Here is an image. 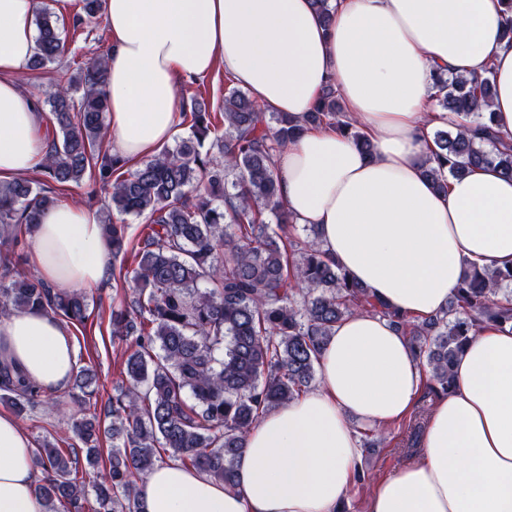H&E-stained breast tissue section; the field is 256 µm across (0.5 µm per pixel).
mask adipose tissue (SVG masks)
<instances>
[{
  "instance_id": "obj_1",
  "label": "adipose tissue",
  "mask_w": 512,
  "mask_h": 512,
  "mask_svg": "<svg viewBox=\"0 0 512 512\" xmlns=\"http://www.w3.org/2000/svg\"><path fill=\"white\" fill-rule=\"evenodd\" d=\"M37 0H0V182L32 171L45 147L36 99L13 79L36 51ZM105 0L107 137L140 159L169 142L184 79L228 72L265 111L303 118L326 85L371 141L363 154L336 127L306 129L275 158L294 224L316 226L327 257L390 310L445 309L470 267L512 266V177L481 166L437 190L424 170L441 115L434 73L492 75L490 110L512 142V46L505 0ZM32 261L60 288L101 283L112 264L95 211L60 204L31 235ZM0 363L63 392L76 352L63 323L39 309L0 320ZM316 387L265 412L247 434L227 487L181 463L139 482L143 512H337L360 461L352 419L410 420L427 374L390 322L354 312L318 363ZM455 383L427 411L418 450L377 481L365 512H512V324L483 325ZM32 443L0 413V512H44Z\"/></svg>"
}]
</instances>
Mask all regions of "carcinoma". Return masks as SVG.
Masks as SVG:
<instances>
[{
  "label": "carcinoma",
  "mask_w": 512,
  "mask_h": 512,
  "mask_svg": "<svg viewBox=\"0 0 512 512\" xmlns=\"http://www.w3.org/2000/svg\"><path fill=\"white\" fill-rule=\"evenodd\" d=\"M102 19V0H82L74 28ZM37 50L31 66L44 67L66 52L59 25L47 10L35 15ZM107 57L88 59L50 92L47 102L58 134L47 141L44 174L64 187L85 175L110 194L99 213L105 245L112 251L115 282L132 281L130 300L112 306V343L125 347L121 383L106 416L91 411L96 373L79 366L74 385L82 396L70 414L79 447L46 442L31 462L43 473L35 495L45 512H141L137 483L173 459L232 485L247 433L261 415L312 389L316 363L333 328L360 310L392 322L426 359L427 384L435 393L453 387V365L486 322H512V267L467 269L453 300L424 319L400 315L331 262L315 228L301 238L278 194L273 157L306 125H337L365 152L370 140L343 120L336 89L329 85L313 111L298 120L263 112L245 92L231 89L224 112L196 101L190 135L173 149L124 172L126 161L103 148L108 100ZM437 106L448 114L434 131L437 188L455 176L494 164L512 176V147L493 131V119L477 109L494 96L493 80L439 75ZM224 134L217 135V121ZM58 204L28 179L0 185V239L18 247L23 228L39 223ZM148 217L139 235L118 223L110 209ZM272 214L276 223L264 215ZM26 255L7 260L0 276V316L41 309L71 326H86L89 293L53 288L40 276L12 272ZM0 400L18 417L50 403L9 366H0ZM112 440L111 448L104 442ZM97 470L87 483L82 473Z\"/></svg>",
  "instance_id": "carcinoma-1"
}]
</instances>
